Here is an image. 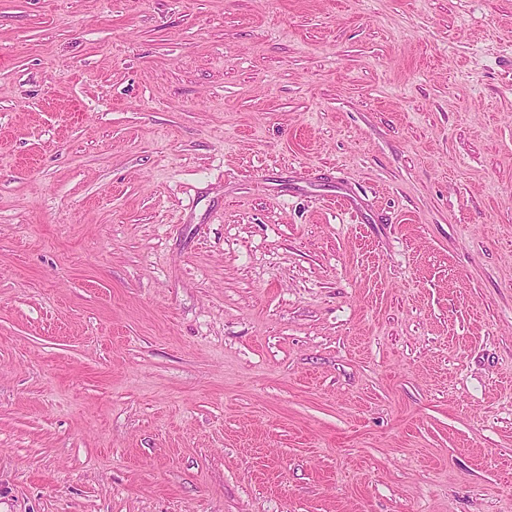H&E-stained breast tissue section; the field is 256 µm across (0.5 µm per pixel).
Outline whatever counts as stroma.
Returning a JSON list of instances; mask_svg holds the SVG:
<instances>
[{
	"label": "stroma",
	"instance_id": "1",
	"mask_svg": "<svg viewBox=\"0 0 512 512\" xmlns=\"http://www.w3.org/2000/svg\"><path fill=\"white\" fill-rule=\"evenodd\" d=\"M0 512H512V0H0Z\"/></svg>",
	"mask_w": 512,
	"mask_h": 512
}]
</instances>
